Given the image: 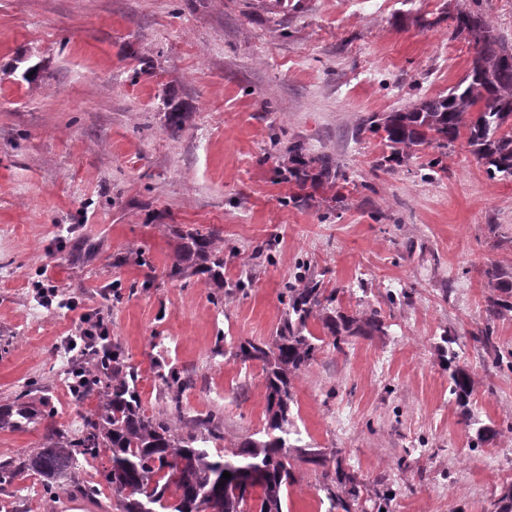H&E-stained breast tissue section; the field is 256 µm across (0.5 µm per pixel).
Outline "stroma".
I'll return each instance as SVG.
<instances>
[{"label":"stroma","mask_w":512,"mask_h":512,"mask_svg":"<svg viewBox=\"0 0 512 512\" xmlns=\"http://www.w3.org/2000/svg\"><path fill=\"white\" fill-rule=\"evenodd\" d=\"M470 7L512 44V0H0V405L38 378L53 411L0 430V461L41 447L47 425L83 430L95 402L69 393L62 342L84 315L109 322L147 412L170 408L162 362L190 379L185 418L221 411L225 447L262 432V366L233 352L271 339L284 288L314 280L333 310L380 311L385 330L337 350L324 312L309 319L323 345L291 378L290 445L339 452L362 498L395 489L390 512H497L512 489V369L476 337L491 326L512 350V312L485 313L492 271L512 274V180L489 178L462 139L395 164L357 131L466 76L473 42L453 18ZM172 104L187 114L176 136ZM294 142L346 182L289 181ZM180 230L213 234L221 301L206 275H171ZM42 273L76 309L40 305ZM447 334L472 379L464 408L441 364ZM297 451L286 512H327L322 469ZM9 490L0 512H122L109 486L95 504L70 486L48 501L34 474Z\"/></svg>","instance_id":"obj_1"}]
</instances>
